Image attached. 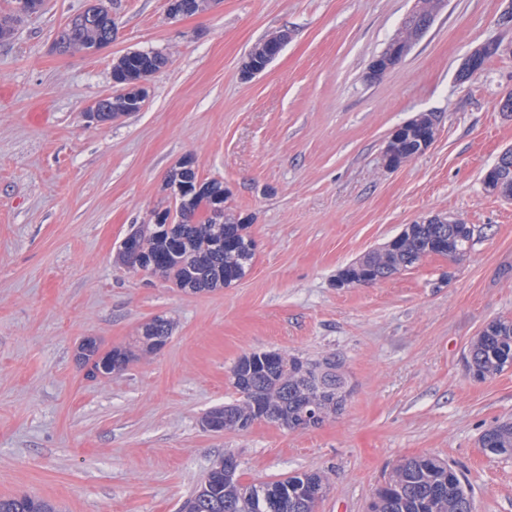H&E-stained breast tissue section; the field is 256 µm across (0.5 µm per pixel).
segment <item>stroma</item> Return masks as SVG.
Instances as JSON below:
<instances>
[{
    "label": "stroma",
    "mask_w": 512,
    "mask_h": 512,
    "mask_svg": "<svg viewBox=\"0 0 512 512\" xmlns=\"http://www.w3.org/2000/svg\"><path fill=\"white\" fill-rule=\"evenodd\" d=\"M89 4L43 0L0 41V497L178 512L229 453L242 482L323 471L316 512H368L396 464L427 455L463 476L473 512H512V456L479 443L512 421V368L476 380L465 365L481 329L512 317V200L482 185L512 148V117L497 108L512 57L458 79L476 47L512 41L500 21L512 0H448L375 79L370 61L414 0H212L176 17L169 0H104L111 43L60 51L58 33ZM281 31L280 55L241 80L252 46ZM130 51L169 62L140 111L90 120L119 93L112 64ZM420 112L438 115L435 141L384 168L389 134ZM187 157L230 189L256 243L243 279L196 294L115 261L133 225L170 205L164 179ZM435 212L474 226L461 261L429 255L377 284L337 287L343 267ZM158 315L172 323L161 349L88 378L84 338L125 347ZM268 351L339 356L342 414L307 430L205 427L236 397L237 360Z\"/></svg>",
    "instance_id": "35a3bbf8"
}]
</instances>
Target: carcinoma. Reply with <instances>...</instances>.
I'll list each match as a JSON object with an SVG mask.
<instances>
[{"label": "carcinoma", "mask_w": 512, "mask_h": 512, "mask_svg": "<svg viewBox=\"0 0 512 512\" xmlns=\"http://www.w3.org/2000/svg\"><path fill=\"white\" fill-rule=\"evenodd\" d=\"M209 0H170L169 12L177 16L203 12ZM432 20L416 9L407 15L397 35L412 39L427 31ZM115 24L107 9L96 3L66 25L57 37L65 52H80L88 44L112 41ZM269 40L255 44L242 67L262 66L267 60ZM168 58L156 52L124 54L112 65V77L121 86L149 81L166 66ZM95 120L108 122L134 112L130 96L119 93L95 104ZM438 125L433 112H419L388 138L386 155L400 165L430 145L428 135ZM493 184L512 193V153L503 154L490 174ZM164 190L175 199L172 223L156 220L138 224L129 233V247H119L117 261L128 270L161 277L191 293L212 291L241 280L252 267L255 242L249 233L251 219L225 205L230 190L215 179L201 180L194 161L179 162L167 175ZM224 204L221 215L206 219L205 206ZM475 229L467 224L429 221L408 224L381 250L356 259L337 274L340 288L371 285L414 267L434 252L451 260L464 257L471 248ZM171 323L158 316L146 324L136 339L143 352L160 349L169 338ZM82 363H92L89 375H110L126 369L134 357L130 348L101 352L97 340L85 338L78 347ZM340 357L330 354L320 360L301 359L276 353L245 354L232 368V386L238 398L210 410L204 422L222 420L224 429L246 431L266 421L290 430L318 428L345 407L347 394L338 374ZM512 367V318L491 321L479 332L466 356V368L476 380ZM316 405L319 416L307 415ZM484 450L512 456V422L496 424L483 432ZM326 481L319 472L300 473L274 482L248 483L224 479V459L215 462L200 485L183 503L181 512H315L317 499L300 494L303 486ZM371 512H473L472 500L463 482L455 481L441 460L419 456L400 462L377 490ZM0 512H59L42 499L0 498Z\"/></svg>", "instance_id": "cac0c4a2"}]
</instances>
